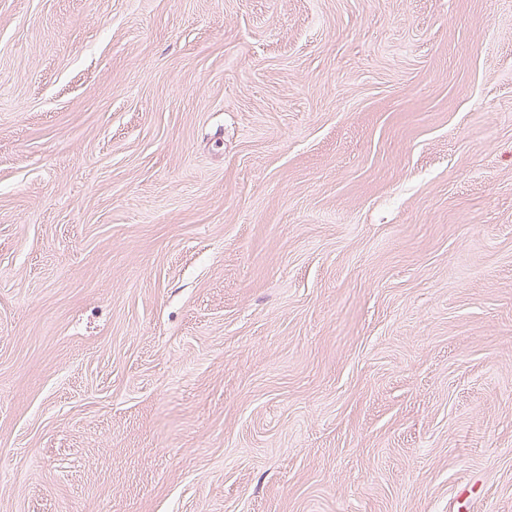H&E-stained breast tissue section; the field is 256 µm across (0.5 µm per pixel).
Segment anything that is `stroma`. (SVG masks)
<instances>
[{
    "mask_svg": "<svg viewBox=\"0 0 512 512\" xmlns=\"http://www.w3.org/2000/svg\"><path fill=\"white\" fill-rule=\"evenodd\" d=\"M512 512V0H0V512Z\"/></svg>",
    "mask_w": 512,
    "mask_h": 512,
    "instance_id": "35a3bbf8",
    "label": "stroma"
}]
</instances>
